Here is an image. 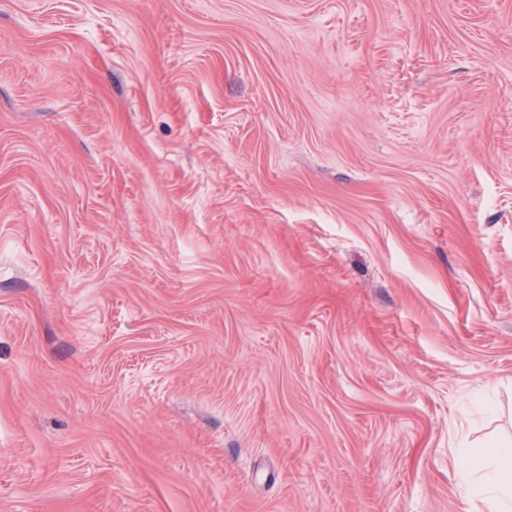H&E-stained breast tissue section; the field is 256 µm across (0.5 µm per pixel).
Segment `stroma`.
<instances>
[{"label": "stroma", "instance_id": "obj_1", "mask_svg": "<svg viewBox=\"0 0 512 512\" xmlns=\"http://www.w3.org/2000/svg\"><path fill=\"white\" fill-rule=\"evenodd\" d=\"M512 436V0H0V512H469Z\"/></svg>", "mask_w": 512, "mask_h": 512}]
</instances>
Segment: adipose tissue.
<instances>
[{
  "label": "adipose tissue",
  "mask_w": 512,
  "mask_h": 512,
  "mask_svg": "<svg viewBox=\"0 0 512 512\" xmlns=\"http://www.w3.org/2000/svg\"><path fill=\"white\" fill-rule=\"evenodd\" d=\"M459 490L471 512H512V443H491L476 461L459 467Z\"/></svg>",
  "instance_id": "adipose-tissue-1"
}]
</instances>
